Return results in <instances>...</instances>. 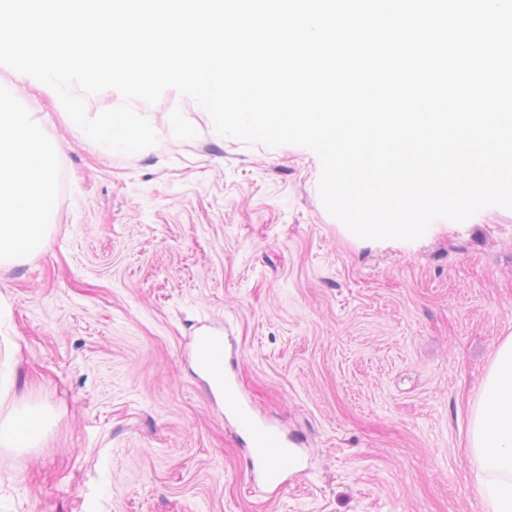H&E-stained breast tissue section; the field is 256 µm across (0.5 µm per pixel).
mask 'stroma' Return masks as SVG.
<instances>
[{
  "mask_svg": "<svg viewBox=\"0 0 512 512\" xmlns=\"http://www.w3.org/2000/svg\"><path fill=\"white\" fill-rule=\"evenodd\" d=\"M0 106L36 113L68 179L45 242L0 259V421L21 402L46 421L40 447L0 449V512H487L464 448L512 336V209L362 239L312 150L218 136L175 89L141 103L157 142L135 154L4 65ZM205 325L302 443L277 496L193 369Z\"/></svg>",
  "mask_w": 512,
  "mask_h": 512,
  "instance_id": "obj_1",
  "label": "stroma"
}]
</instances>
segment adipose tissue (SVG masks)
<instances>
[{
  "label": "adipose tissue",
  "instance_id": "obj_1",
  "mask_svg": "<svg viewBox=\"0 0 512 512\" xmlns=\"http://www.w3.org/2000/svg\"><path fill=\"white\" fill-rule=\"evenodd\" d=\"M56 180L33 113L0 108V258L29 252L44 238ZM41 424L26 404L0 422L1 448H36ZM466 455L475 490L491 512H512V336L503 340L469 414Z\"/></svg>",
  "mask_w": 512,
  "mask_h": 512
}]
</instances>
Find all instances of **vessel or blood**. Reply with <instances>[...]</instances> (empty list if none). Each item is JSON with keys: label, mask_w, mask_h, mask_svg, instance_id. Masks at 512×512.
Returning a JSON list of instances; mask_svg holds the SVG:
<instances>
[{"label": "vessel or blood", "mask_w": 512, "mask_h": 512, "mask_svg": "<svg viewBox=\"0 0 512 512\" xmlns=\"http://www.w3.org/2000/svg\"><path fill=\"white\" fill-rule=\"evenodd\" d=\"M193 355L208 378L209 389L221 395L225 414L236 425L255 478L264 487L281 490L288 475L302 472V453L290 447L278 428L259 419L242 400L235 379L239 358L229 338L212 328L201 329L193 341Z\"/></svg>", "instance_id": "obj_1"}]
</instances>
